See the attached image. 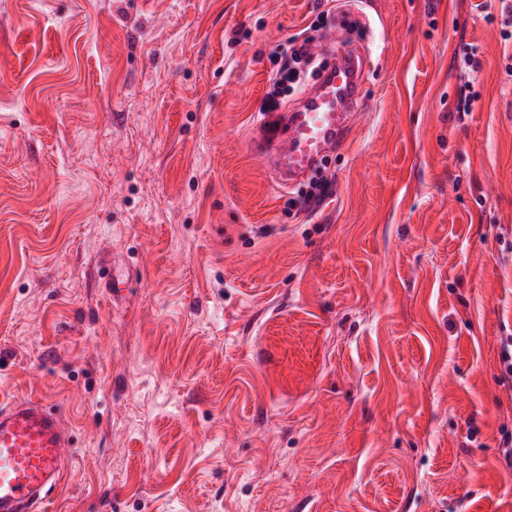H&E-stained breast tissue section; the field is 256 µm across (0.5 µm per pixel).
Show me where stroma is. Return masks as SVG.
Instances as JSON below:
<instances>
[{"instance_id":"obj_1","label":"stroma","mask_w":512,"mask_h":512,"mask_svg":"<svg viewBox=\"0 0 512 512\" xmlns=\"http://www.w3.org/2000/svg\"><path fill=\"white\" fill-rule=\"evenodd\" d=\"M501 11L0 0V400L73 438L48 512H512ZM310 25L364 85L304 204L255 146Z\"/></svg>"}]
</instances>
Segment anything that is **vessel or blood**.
<instances>
[{
	"instance_id": "b4317fda",
	"label": "vessel or blood",
	"mask_w": 512,
	"mask_h": 512,
	"mask_svg": "<svg viewBox=\"0 0 512 512\" xmlns=\"http://www.w3.org/2000/svg\"><path fill=\"white\" fill-rule=\"evenodd\" d=\"M327 66L298 108L276 113L258 155L283 185L301 179L339 147L361 96L362 66L354 52L329 42ZM71 436L59 413L33 400L0 405V512H46L63 483Z\"/></svg>"
}]
</instances>
